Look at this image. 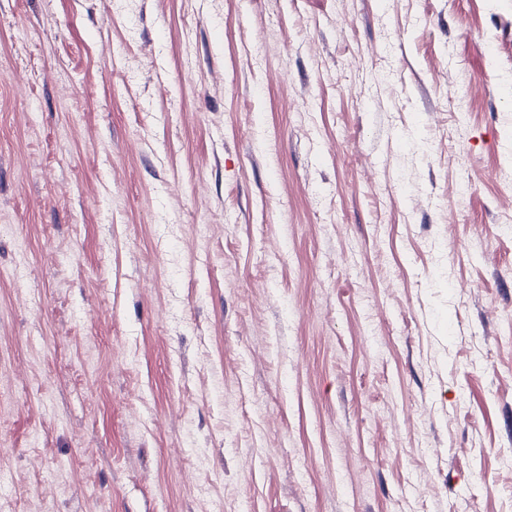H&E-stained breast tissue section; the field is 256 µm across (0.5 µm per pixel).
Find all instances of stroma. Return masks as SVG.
<instances>
[{
  "instance_id": "obj_1",
  "label": "stroma",
  "mask_w": 512,
  "mask_h": 512,
  "mask_svg": "<svg viewBox=\"0 0 512 512\" xmlns=\"http://www.w3.org/2000/svg\"><path fill=\"white\" fill-rule=\"evenodd\" d=\"M512 0H0V512H512Z\"/></svg>"
}]
</instances>
